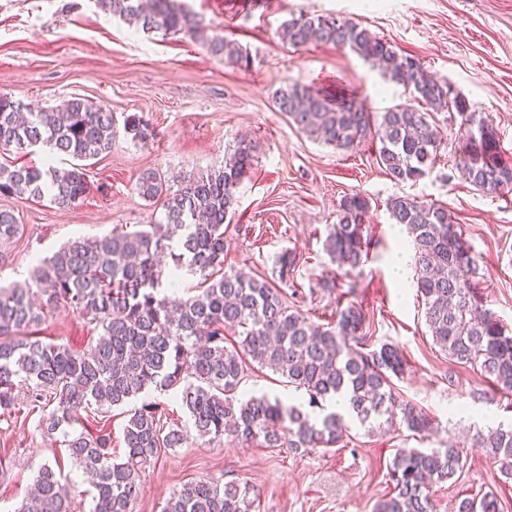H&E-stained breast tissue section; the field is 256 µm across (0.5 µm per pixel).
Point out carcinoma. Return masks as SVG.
<instances>
[{
    "instance_id": "cac0c4a2",
    "label": "carcinoma",
    "mask_w": 512,
    "mask_h": 512,
    "mask_svg": "<svg viewBox=\"0 0 512 512\" xmlns=\"http://www.w3.org/2000/svg\"><path fill=\"white\" fill-rule=\"evenodd\" d=\"M94 2L137 29L182 34L226 62L251 65L247 51L220 34L209 35L203 19L177 0ZM283 36L294 46L331 43L348 49L412 97L376 116L354 97L335 103L306 86L289 85L276 92L274 105L298 131L345 150L376 139L386 175L396 182L417 181L448 146L434 121V113L446 112L448 120L460 119L467 137L463 170L470 185L487 193L512 191V166L501 160L487 117L470 110L447 81L429 75L420 59L334 16L302 12L284 26ZM117 130L110 108L81 97L31 112L0 95L1 148L45 145L74 160L68 168L51 162L41 168L0 165V197L47 195L60 207L74 205L87 189L83 162L110 152ZM123 130L141 143L151 136L136 113L124 117ZM254 148L242 135L222 167L185 176L175 187L155 171L143 172L135 190L161 205L162 222L148 230L71 240L35 265L30 281L0 284V410L15 408L21 384L31 402L54 404L42 426L50 435L61 434L72 466L94 489L92 512H133L148 464L161 450L181 447L186 436L163 422L158 403L145 399L124 428L125 452L119 458L105 429L93 435L77 428L80 411L93 404L125 405L153 389L176 390L196 434L212 440L227 435L267 448H329L348 432L345 416L364 425L397 412L408 431L430 430L427 416L393 393L392 378L405 366L399 349L383 343L365 350L362 308L349 304L336 311L334 322L314 324L268 280L224 270V224L235 213L237 188L252 166ZM369 209V199L355 193L342 200L336 223L326 227L325 250L341 268L358 267L367 254L363 224ZM387 211L412 238L417 291L434 343L450 361L512 394V333L485 308L473 281L477 261L448 208L395 195ZM20 230L14 211L0 208V248ZM183 269L200 276L203 288L186 299L173 298L161 290L163 278ZM60 302L92 316L101 328L96 343L81 353L23 335ZM229 330L238 341L227 346ZM253 364L304 392L306 403L286 405L265 395L237 398ZM479 448L503 477L512 478V427L479 435ZM464 465L462 453L451 446L399 450L387 473L393 490L373 512H433L432 488ZM34 499L35 512H69L66 489L48 463L37 472ZM164 512H256V506L249 488L202 478L173 492ZM457 512H501V503L490 491L462 499Z\"/></svg>"
}]
</instances>
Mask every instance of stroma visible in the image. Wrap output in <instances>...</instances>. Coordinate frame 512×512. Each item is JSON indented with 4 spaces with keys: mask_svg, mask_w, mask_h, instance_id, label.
I'll use <instances>...</instances> for the list:
<instances>
[{
    "mask_svg": "<svg viewBox=\"0 0 512 512\" xmlns=\"http://www.w3.org/2000/svg\"><path fill=\"white\" fill-rule=\"evenodd\" d=\"M186 2L247 49L252 66L225 64L187 38L139 31L93 0H0V94L34 108L82 97L106 104L119 119L139 114L154 131L145 144L118 134L111 153L88 166V190L75 206L0 198L21 226L0 258V282L26 279L37 259L72 239L155 223L161 206L135 189L143 171L165 178L206 171L223 163L236 137L248 134L254 160L225 233V269L275 281L277 259L288 250L296 262L287 298L312 323L331 322L337 302L362 305L371 346L392 344L405 358L395 393L430 419L433 432L424 440L396 422L369 430L354 421L342 442L308 452L191 436L146 469L133 512H162L174 491L207 477L248 485L258 512H372L392 489L387 467L398 449L449 445L462 450L466 463L461 474L435 486V512L490 490L504 512H512V481L473 446L487 428L512 426V400L434 344L413 280L401 283L390 274L410 239L386 207L389 197L405 194L447 206L477 259L474 282L487 308L512 331V193H483L464 179L467 142L456 132H449L446 153L425 177L398 183L382 170L377 143L335 149L298 131L274 106L276 91L294 83L331 97H359L377 114L409 101L408 90L351 51L325 43L298 47L282 37L283 24L302 11L346 18L450 83L488 118L502 159L512 163V0ZM356 192L371 204L364 232L369 249L363 264L345 273L331 263L324 240L340 201ZM38 334L81 352L100 331L61 305L48 312ZM27 398L20 392L15 410L0 415V512H15L27 501L41 464L56 461L62 474L72 473L66 448L41 430L47 409L29 408Z\"/></svg>",
    "mask_w": 512,
    "mask_h": 512,
    "instance_id": "obj_1",
    "label": "stroma"
}]
</instances>
